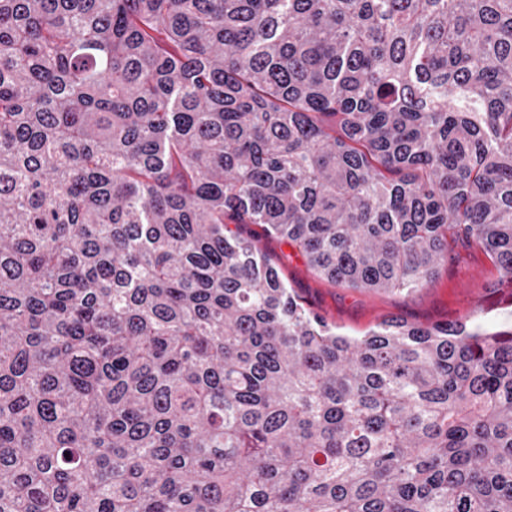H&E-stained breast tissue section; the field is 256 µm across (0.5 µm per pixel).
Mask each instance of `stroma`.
Segmentation results:
<instances>
[{
	"mask_svg": "<svg viewBox=\"0 0 512 512\" xmlns=\"http://www.w3.org/2000/svg\"><path fill=\"white\" fill-rule=\"evenodd\" d=\"M280 269L297 295L339 332L359 336L388 320L424 325L478 318L490 325L512 321V290L491 291L498 273L478 247L460 243L428 286L412 291L373 292L335 284L316 275L292 247L263 233L255 224L240 225Z\"/></svg>",
	"mask_w": 512,
	"mask_h": 512,
	"instance_id": "35a3bbf8",
	"label": "stroma"
}]
</instances>
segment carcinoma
Wrapping results in <instances>:
<instances>
[{
    "label": "carcinoma",
    "mask_w": 512,
    "mask_h": 512,
    "mask_svg": "<svg viewBox=\"0 0 512 512\" xmlns=\"http://www.w3.org/2000/svg\"><path fill=\"white\" fill-rule=\"evenodd\" d=\"M512 0H0V512H512ZM239 232L257 241L261 251L306 306L350 336L388 320L424 325L478 318L489 325L512 323L511 288L493 293L487 285L498 279L491 260L478 247L458 243L448 253L436 279L413 291L373 292L335 284L316 275L292 247L263 233L257 224H242Z\"/></svg>",
    "instance_id": "1"
}]
</instances>
